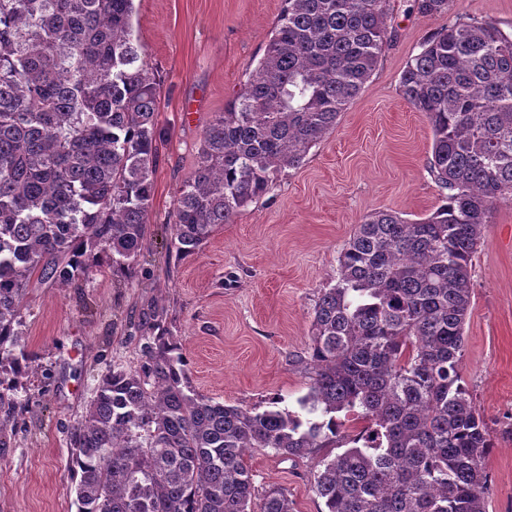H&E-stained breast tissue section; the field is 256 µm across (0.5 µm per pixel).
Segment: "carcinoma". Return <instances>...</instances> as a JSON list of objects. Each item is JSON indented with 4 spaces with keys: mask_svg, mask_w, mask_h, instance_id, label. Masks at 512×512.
<instances>
[{
    "mask_svg": "<svg viewBox=\"0 0 512 512\" xmlns=\"http://www.w3.org/2000/svg\"><path fill=\"white\" fill-rule=\"evenodd\" d=\"M450 0H415L423 16ZM134 0H0V413L31 358L16 352L28 288L99 260L130 277L147 236L157 88ZM391 42L386 0H284L244 90L206 127L174 208L172 248L194 254L300 167L336 128ZM403 98L432 130L442 193L428 217H364L311 324L300 415L185 391L164 336L138 369L114 367L70 431L78 512H293L256 496L250 448L320 461L325 512H485L490 428L462 384L471 267L512 197V35L454 21L406 62ZM362 422L344 430L336 414Z\"/></svg>",
    "mask_w": 512,
    "mask_h": 512,
    "instance_id": "obj_1",
    "label": "carcinoma"
}]
</instances>
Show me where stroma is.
Returning a JSON list of instances; mask_svg holds the SVG:
<instances>
[{
  "instance_id": "stroma-1",
  "label": "stroma",
  "mask_w": 512,
  "mask_h": 512,
  "mask_svg": "<svg viewBox=\"0 0 512 512\" xmlns=\"http://www.w3.org/2000/svg\"><path fill=\"white\" fill-rule=\"evenodd\" d=\"M134 7L133 26L159 84L148 248L131 279L102 263L75 282L28 289L21 347L33 371L0 434V512H78L69 428L102 375L113 366L139 368L155 336L173 338L193 392L260 411L281 397L297 409L310 385L302 361L313 308L335 284L357 224L376 211L420 220L441 203L428 168L430 124L399 88L406 61L459 18L492 20L512 34V0H451L447 13L427 17L413 0H389L394 40L335 130L271 193L178 260L175 201L197 163L202 132L243 90L283 0H134ZM471 284L462 377L493 439L486 512H512V200L484 227ZM335 454L325 448L292 463L253 448L247 460L257 489L281 485L295 512H323L310 476Z\"/></svg>"
}]
</instances>
